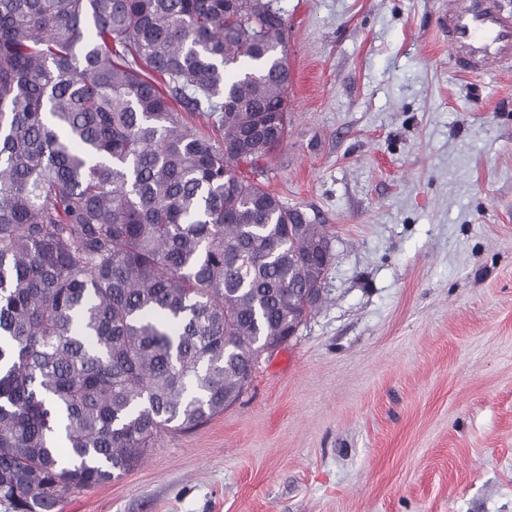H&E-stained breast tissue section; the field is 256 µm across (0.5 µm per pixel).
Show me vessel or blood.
I'll use <instances>...</instances> for the list:
<instances>
[{
    "mask_svg": "<svg viewBox=\"0 0 512 512\" xmlns=\"http://www.w3.org/2000/svg\"><path fill=\"white\" fill-rule=\"evenodd\" d=\"M438 22L448 32L456 70L482 74L512 64V13L499 0H448Z\"/></svg>",
    "mask_w": 512,
    "mask_h": 512,
    "instance_id": "1",
    "label": "vessel or blood"
}]
</instances>
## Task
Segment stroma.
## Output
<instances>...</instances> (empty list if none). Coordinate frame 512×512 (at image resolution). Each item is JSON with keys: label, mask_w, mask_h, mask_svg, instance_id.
Listing matches in <instances>:
<instances>
[{"label": "stroma", "mask_w": 512, "mask_h": 512, "mask_svg": "<svg viewBox=\"0 0 512 512\" xmlns=\"http://www.w3.org/2000/svg\"><path fill=\"white\" fill-rule=\"evenodd\" d=\"M268 188L326 224L325 304L207 424L58 512H512V68L447 0H274ZM438 22L448 32L459 72L488 73L512 63V14L499 0H448L447 12Z\"/></svg>", "instance_id": "obj_1"}]
</instances>
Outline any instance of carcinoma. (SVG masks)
Here are the masks:
<instances>
[{
  "label": "carcinoma",
  "mask_w": 512,
  "mask_h": 512,
  "mask_svg": "<svg viewBox=\"0 0 512 512\" xmlns=\"http://www.w3.org/2000/svg\"><path fill=\"white\" fill-rule=\"evenodd\" d=\"M268 0H0V499L56 512L243 395L323 301ZM198 112L216 141L182 119Z\"/></svg>",
  "instance_id": "obj_1"
}]
</instances>
